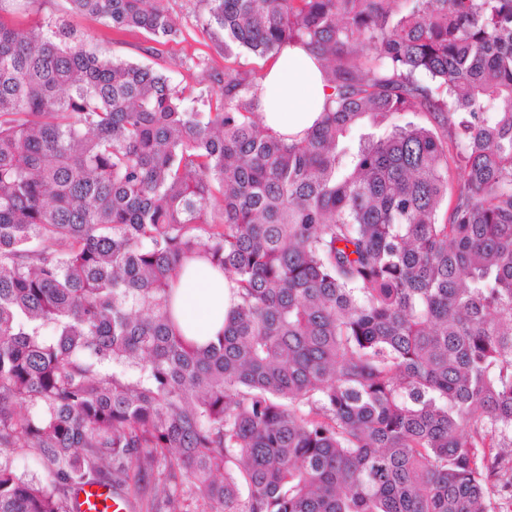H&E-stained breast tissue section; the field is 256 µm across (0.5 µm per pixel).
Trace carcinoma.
Masks as SVG:
<instances>
[{
  "label": "carcinoma",
  "mask_w": 512,
  "mask_h": 512,
  "mask_svg": "<svg viewBox=\"0 0 512 512\" xmlns=\"http://www.w3.org/2000/svg\"><path fill=\"white\" fill-rule=\"evenodd\" d=\"M32 2L0 0V512L95 485L146 512H506L512 0H205L224 53L321 61L290 142L265 72L198 65L199 112L59 19L5 20ZM67 2L181 35L167 0ZM194 260L236 285L204 344L172 309ZM332 92L305 48L285 46L263 81V122L281 136L302 138L320 119Z\"/></svg>",
  "instance_id": "cac0c4a2"
}]
</instances>
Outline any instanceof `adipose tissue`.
Segmentation results:
<instances>
[{
  "instance_id": "adipose-tissue-1",
  "label": "adipose tissue",
  "mask_w": 512,
  "mask_h": 512,
  "mask_svg": "<svg viewBox=\"0 0 512 512\" xmlns=\"http://www.w3.org/2000/svg\"><path fill=\"white\" fill-rule=\"evenodd\" d=\"M330 94L315 58L301 46H285L263 81V122L281 136L303 137L320 119ZM234 301L232 282L199 261L183 276L174 311L187 335L205 342L223 329Z\"/></svg>"
}]
</instances>
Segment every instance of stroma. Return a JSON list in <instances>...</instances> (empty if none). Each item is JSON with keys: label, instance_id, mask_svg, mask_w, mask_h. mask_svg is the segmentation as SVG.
Here are the masks:
<instances>
[{"label": "stroma", "instance_id": "1", "mask_svg": "<svg viewBox=\"0 0 512 512\" xmlns=\"http://www.w3.org/2000/svg\"><path fill=\"white\" fill-rule=\"evenodd\" d=\"M168 6L182 31L174 41L154 45L149 36L138 31L115 32L112 27L88 17L71 16L70 22L88 33L94 48L104 57L148 64L169 77L173 86L187 88L192 95L216 96L218 89L202 82L196 61H205L214 69H264L268 60L255 57L244 49L225 55L219 39L207 24L208 12L203 0H168Z\"/></svg>", "mask_w": 512, "mask_h": 512}]
</instances>
